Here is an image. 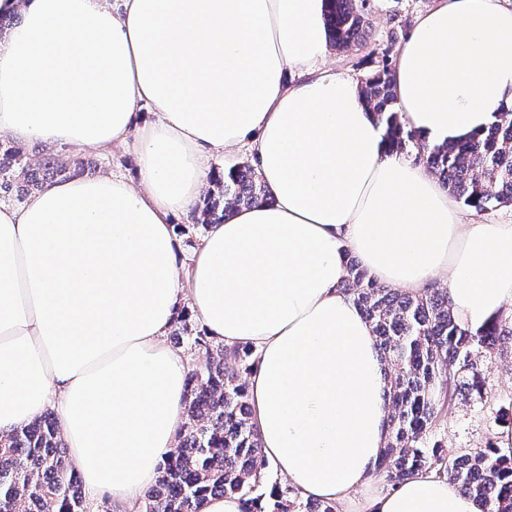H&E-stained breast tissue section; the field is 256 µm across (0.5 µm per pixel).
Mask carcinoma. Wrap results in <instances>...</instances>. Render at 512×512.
Masks as SVG:
<instances>
[{
    "mask_svg": "<svg viewBox=\"0 0 512 512\" xmlns=\"http://www.w3.org/2000/svg\"><path fill=\"white\" fill-rule=\"evenodd\" d=\"M325 23L339 49L361 45L369 21L359 0H326ZM361 91L369 111L385 128L392 150L407 147L442 184L478 213L512 205V113L501 114L478 140L430 145L405 126L392 87V69L384 65L365 78ZM85 172L71 169L61 154L33 157L21 147L0 145V193L18 199L48 182ZM222 186L224 204L203 210V226L219 224L241 206L265 201L268 191L253 168L240 165ZM342 288L371 324L385 372L389 433L375 466L394 486L423 471L456 485L480 512H512V446L463 451L432 436L447 402L457 395L488 400L487 372L512 344V321L492 319L473 331L451 313L448 291L428 289L402 294L380 284L355 260H346ZM175 342L189 341L205 352L204 370L188 373V422L176 447L164 457L159 476L144 498L143 512H200L209 496H248L261 502L267 463L252 422L247 383L237 365L252 349L212 345L208 336L171 332ZM271 512H336V505L303 500L293 488H274ZM0 512H86L78 474L67 457L57 422L48 413L32 424L0 436Z\"/></svg>",
    "mask_w": 512,
    "mask_h": 512,
    "instance_id": "1",
    "label": "carcinoma"
}]
</instances>
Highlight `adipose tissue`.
Listing matches in <instances>:
<instances>
[{
	"label": "adipose tissue",
	"instance_id": "adipose-tissue-1",
	"mask_svg": "<svg viewBox=\"0 0 512 512\" xmlns=\"http://www.w3.org/2000/svg\"><path fill=\"white\" fill-rule=\"evenodd\" d=\"M325 0H0V133L25 148H132L137 179L56 181L0 204V433L53 409L87 492L133 504L182 427L180 306L248 378L262 455L350 512L388 436L372 328L345 252L379 282L448 284L465 325L512 320V224L466 223L421 163L389 152L360 88L328 66ZM408 126L441 145L512 111V9L434 0L393 73ZM152 120H143L141 108ZM248 147L270 200L212 224L179 274L175 215L210 159ZM363 512H479L431 473Z\"/></svg>",
	"mask_w": 512,
	"mask_h": 512
}]
</instances>
